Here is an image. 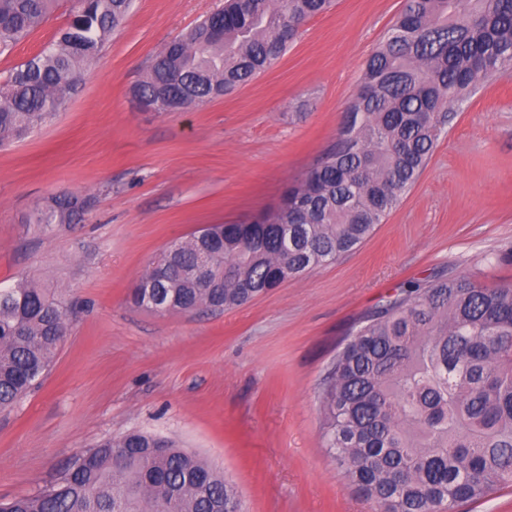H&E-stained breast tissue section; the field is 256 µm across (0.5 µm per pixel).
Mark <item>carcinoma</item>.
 Here are the masks:
<instances>
[{
    "mask_svg": "<svg viewBox=\"0 0 512 512\" xmlns=\"http://www.w3.org/2000/svg\"><path fill=\"white\" fill-rule=\"evenodd\" d=\"M62 0H0V55L42 26ZM333 0H224L158 53L132 95L160 112L203 105L275 64ZM131 0H69V23L0 84V149L52 121ZM492 76H512V0H405L369 57L335 147L253 225L210 224L165 248L137 285L159 313L229 310L291 276L356 249L425 169L454 105ZM87 201L55 196L27 219L41 235L71 224ZM217 288L189 275L208 240ZM76 303L25 276L0 285V410L49 370ZM512 283L466 276L410 282L366 318L327 370L322 438L376 512H451L512 484ZM0 512H241L224 476L197 455L129 433L78 457L35 495Z\"/></svg>",
    "mask_w": 512,
    "mask_h": 512,
    "instance_id": "1",
    "label": "carcinoma"
}]
</instances>
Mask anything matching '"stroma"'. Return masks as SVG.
Returning <instances> with one entry per match:
<instances>
[{"label": "stroma", "mask_w": 512, "mask_h": 512, "mask_svg": "<svg viewBox=\"0 0 512 512\" xmlns=\"http://www.w3.org/2000/svg\"><path fill=\"white\" fill-rule=\"evenodd\" d=\"M223 0H133L60 114L0 150V283L80 301L37 388L0 412V500L54 485L132 431L217 467L244 512H374L327 453L320 394L348 333L409 279L512 280V76L457 104L412 188L352 252L224 312L156 314L130 297L172 241L275 207L336 144L366 62L404 0H336L258 78L182 112L141 110L151 58ZM69 20L0 57V79ZM90 205L51 237L23 224L53 195Z\"/></svg>", "instance_id": "35a3bbf8"}]
</instances>
